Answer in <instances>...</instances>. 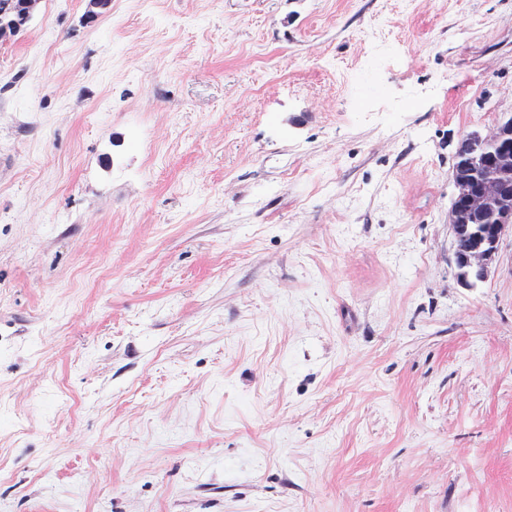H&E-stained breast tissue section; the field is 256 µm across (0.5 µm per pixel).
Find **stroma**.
<instances>
[{
	"mask_svg": "<svg viewBox=\"0 0 512 512\" xmlns=\"http://www.w3.org/2000/svg\"><path fill=\"white\" fill-rule=\"evenodd\" d=\"M86 10L0 41V512H512V0ZM476 149L474 163L485 171L482 179L457 176L452 166L456 193L448 223L454 236L453 258L457 281L473 288L487 280L499 254L502 237L512 232V116L486 133H466ZM490 218L493 224H470ZM460 233L459 243L455 241ZM470 232V240L468 233Z\"/></svg>",
	"mask_w": 512,
	"mask_h": 512,
	"instance_id": "1",
	"label": "stroma"
}]
</instances>
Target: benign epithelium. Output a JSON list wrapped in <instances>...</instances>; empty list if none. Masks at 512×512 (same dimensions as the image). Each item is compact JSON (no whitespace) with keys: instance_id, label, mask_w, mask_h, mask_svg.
Here are the masks:
<instances>
[{"instance_id":"benign-epithelium-1","label":"benign epithelium","mask_w":512,"mask_h":512,"mask_svg":"<svg viewBox=\"0 0 512 512\" xmlns=\"http://www.w3.org/2000/svg\"><path fill=\"white\" fill-rule=\"evenodd\" d=\"M0 8V40L17 33L39 0H22ZM476 149L474 163L484 170L482 179L452 175L456 193L448 223L453 234L470 233L465 245L453 243L457 281L468 288L487 280L499 254L502 237L512 230V116L486 133H466Z\"/></svg>"}]
</instances>
